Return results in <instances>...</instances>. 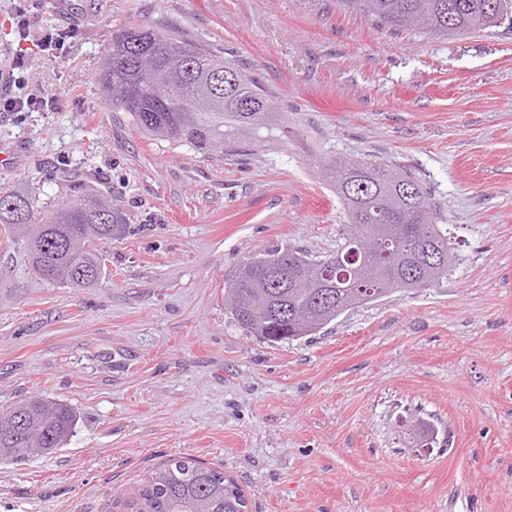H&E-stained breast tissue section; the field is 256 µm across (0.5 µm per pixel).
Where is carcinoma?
Returning a JSON list of instances; mask_svg holds the SVG:
<instances>
[{"instance_id": "obj_1", "label": "carcinoma", "mask_w": 512, "mask_h": 512, "mask_svg": "<svg viewBox=\"0 0 512 512\" xmlns=\"http://www.w3.org/2000/svg\"><path fill=\"white\" fill-rule=\"evenodd\" d=\"M392 31H416L446 37L500 23L512 0H338ZM228 73L230 88L214 85L213 75ZM101 97L129 113L146 136L186 145L211 159L240 144L277 138L281 130L271 95L255 78L224 63L192 39L167 28L125 24L112 32L104 48ZM320 175L336 193L349 224L339 246L352 247L371 224L389 225L398 242L371 259L375 278L338 279L325 267L331 258H310L274 247L243 261L224 289V308L247 335L281 342L312 335L344 312L362 305L366 289L380 296L405 289L412 242L423 235L437 248L433 263L414 267L413 287H437L448 279L454 255L441 213L421 180L406 166L390 162H349L331 158ZM0 226L26 243L28 263L49 283L89 288L100 278L99 246L129 232L120 206L94 189L75 188L57 206L34 211L29 199L0 191ZM277 261L276 277L294 288H266L270 276L259 260ZM78 416L69 405L40 397L15 403L0 413V461L24 462L67 445ZM132 512H248L236 482L196 461L173 458L156 468Z\"/></svg>"}]
</instances>
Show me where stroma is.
Listing matches in <instances>:
<instances>
[{
    "label": "stroma",
    "instance_id": "stroma-1",
    "mask_svg": "<svg viewBox=\"0 0 512 512\" xmlns=\"http://www.w3.org/2000/svg\"><path fill=\"white\" fill-rule=\"evenodd\" d=\"M34 4L28 39L0 0L11 93L57 106L0 112V189L57 205L113 197L130 232L98 284L40 280L0 235V408H75L63 448L0 462V512H129L173 457L234 478L250 512H512V23L433 38L337 0H65ZM201 41L254 77L287 126L216 161L144 137L99 93L126 21ZM71 29L65 54L37 47ZM411 168L456 261L437 288L351 309L314 335L263 342L224 308L250 255L320 256L346 218L329 158Z\"/></svg>",
    "mask_w": 512,
    "mask_h": 512
}]
</instances>
